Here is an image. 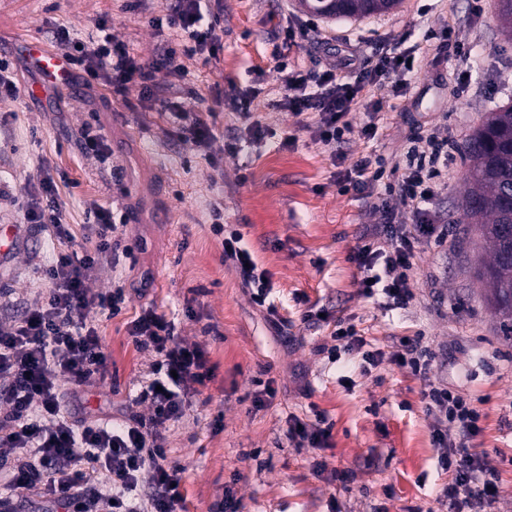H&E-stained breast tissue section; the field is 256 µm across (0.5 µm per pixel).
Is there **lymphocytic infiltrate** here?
Wrapping results in <instances>:
<instances>
[{
  "mask_svg": "<svg viewBox=\"0 0 512 512\" xmlns=\"http://www.w3.org/2000/svg\"><path fill=\"white\" fill-rule=\"evenodd\" d=\"M151 24L158 30H174L180 38L149 64L130 56L106 21L89 40L60 31L56 42L86 86H135L142 98L150 99L155 94V72L165 69L184 75L182 57L215 54L222 40L218 20H206L201 0H172L167 13L152 17ZM280 28L288 43L312 35L335 57L320 72L292 69L281 107L298 116L317 113L314 139L332 148L344 143L351 131L350 112L363 106L368 120L361 134L374 139L383 99L399 94L400 77L411 71V63L384 54L374 65H364L349 35L319 32L309 20L285 16ZM162 107L176 137L199 146L209 144L212 128L206 120L178 102L166 101ZM448 148L447 138L437 133L416 134L396 184L383 183V161L368 153L340 172V187L375 198L385 212L391 197L399 196L414 217L425 219L433 187L448 165ZM57 194L55 181L47 176L17 199L25 222L43 226L62 249L39 271L47 287L38 298L18 311L0 303V449L14 456L5 475L10 495L0 499V512H13L16 500L35 489L46 491L64 512H184V470L168 462L161 432L185 419L190 397L211 381L212 369L204 350L184 345L174 321L149 306L131 321L128 333L136 347L152 349L157 356L153 380L136 396L137 402L150 405V416L132 415L117 422L108 411H83L85 387L109 373L110 356L93 316L118 315L125 301L123 288L95 292L87 282L101 267L119 270L122 257L131 251L114 242L115 216L102 206L86 226L98 240L96 251L78 254ZM214 230L224 237L225 265L235 271L256 304H265L271 284L266 271L254 264L242 235L225 231L220 224ZM419 243L418 235L404 224L366 228L350 254L361 294L380 297L386 310L407 308L415 299ZM403 347L395 362L426 382L421 399L434 419L438 465L449 475L440 500L448 512H489L498 495L497 476L467 448L480 432L479 412L448 386L429 382L432 354L421 339L404 340ZM452 428L457 431L453 437L448 434Z\"/></svg>",
  "mask_w": 512,
  "mask_h": 512,
  "instance_id": "lymphocytic-infiltrate-1",
  "label": "lymphocytic infiltrate"
}]
</instances>
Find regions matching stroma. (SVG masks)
I'll return each mask as SVG.
<instances>
[{
  "mask_svg": "<svg viewBox=\"0 0 512 512\" xmlns=\"http://www.w3.org/2000/svg\"><path fill=\"white\" fill-rule=\"evenodd\" d=\"M169 3L142 0L135 10L131 0H0V62L9 64L17 86L15 97L0 101V225L20 223L17 197L51 170L76 250L95 246L85 229L90 212L113 208L122 217L115 238L132 251L125 278L147 274L153 281L147 298L130 297L121 315L100 318L109 374L87 388V411L149 415L148 405L133 399L151 379L156 355L135 348L128 336L130 321L149 302L174 318L184 344L205 351L214 374L192 397L185 420L163 433L170 462L185 470L186 512H212L228 486L243 512H446L438 496L448 475L437 465L433 419L421 403L424 383L390 359L398 338L420 332L435 354L433 380L448 383L482 415V431L469 446L499 477L492 512H512V339L503 336L481 296L473 274L478 240L459 209L468 166L464 141L488 112L512 105V42L500 32L495 0H484L478 16L472 0H404L390 13L318 23L330 34L353 33L368 64L379 53L421 43L438 18L450 22L454 40L470 53L465 64L451 49L439 58L425 54L420 67L403 75L401 95L385 103L376 140L360 133L365 112L348 116L352 131L343 150L352 161L368 151L391 163L402 160L418 130H438L451 145L448 186L436 190L428 209L430 223L447 228L454 246H440L433 237L422 241L414 258L419 301L393 311L359 294L349 260L362 231L381 223L380 212L368 199L341 192L330 149L312 138L316 114L296 116L275 106L288 74L272 53L281 14L296 12V0H209L208 13L224 21L223 50L183 58L184 80L156 72L155 100L142 99L134 87L119 92L76 85L47 103L30 102L28 88L39 76L16 51L19 41L52 48L57 30L85 39L106 20L131 56L149 64L162 43L176 38L175 31L147 22L165 14ZM251 91L253 119L288 132L294 142L225 154L227 136L246 126L231 100ZM163 98L179 99L208 119L214 129L208 149L167 137ZM130 126L141 132L137 141L127 138ZM86 127L113 144L106 161L80 150ZM214 156L219 166L211 165ZM146 192L164 208L153 224L136 217L137 196ZM216 202L258 268L268 272L270 300L290 322L287 336L275 333L266 310L225 266L221 239L211 230ZM31 235L33 246L0 272V289L15 299L37 294V270L55 250L40 229ZM310 310L324 311V319L304 323ZM340 318L385 352L371 372L360 373L357 359L345 352L328 356ZM260 380L271 382L276 397L258 409L253 397ZM318 412L333 425L329 446L294 447L287 416L307 421ZM317 460L348 472V482L314 475Z\"/></svg>",
  "mask_w": 512,
  "mask_h": 512,
  "instance_id": "obj_1",
  "label": "stroma"
}]
</instances>
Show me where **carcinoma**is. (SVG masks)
I'll return each instance as SVG.
<instances>
[{
  "mask_svg": "<svg viewBox=\"0 0 512 512\" xmlns=\"http://www.w3.org/2000/svg\"><path fill=\"white\" fill-rule=\"evenodd\" d=\"M402 0H298L301 11L328 19L389 13ZM497 16L512 39V0H498ZM467 190L462 219L475 225L489 258L477 261L476 278L506 335L512 337V106L491 112L469 136Z\"/></svg>",
  "mask_w": 512,
  "mask_h": 512,
  "instance_id": "obj_1",
  "label": "carcinoma"
}]
</instances>
